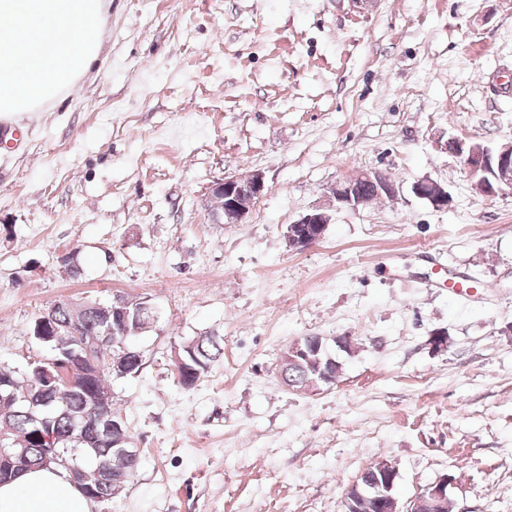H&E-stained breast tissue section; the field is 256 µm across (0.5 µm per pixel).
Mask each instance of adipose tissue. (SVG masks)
Segmentation results:
<instances>
[{"instance_id":"ef3b65f1","label":"adipose tissue","mask_w":512,"mask_h":512,"mask_svg":"<svg viewBox=\"0 0 512 512\" xmlns=\"http://www.w3.org/2000/svg\"><path fill=\"white\" fill-rule=\"evenodd\" d=\"M104 0H0V117L42 111L96 61ZM67 468L52 465L0 484V512H93Z\"/></svg>"}]
</instances>
